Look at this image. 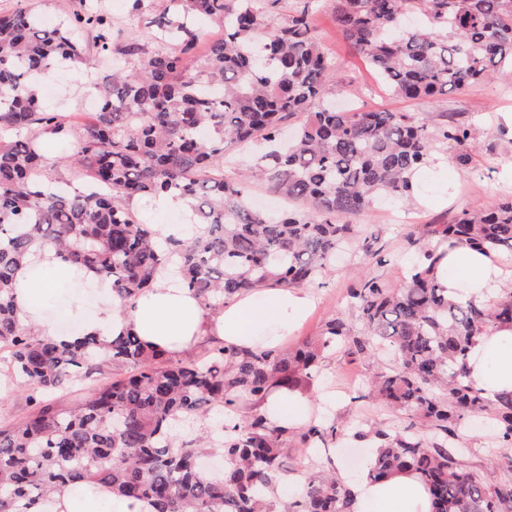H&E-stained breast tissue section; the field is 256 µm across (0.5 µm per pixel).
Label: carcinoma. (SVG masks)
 <instances>
[{"mask_svg":"<svg viewBox=\"0 0 512 512\" xmlns=\"http://www.w3.org/2000/svg\"><path fill=\"white\" fill-rule=\"evenodd\" d=\"M79 9L52 29L24 7L0 12V351L33 411L0 425V512H51V494L85 480L146 502L151 512H351V494L330 473L307 478L283 500L288 442L336 444V423L292 436L243 415L218 439H183L181 420L224 417V407L267 395L274 386L305 392L328 355L393 352L370 383L372 397L412 416L401 432L359 430L368 442L367 479L399 473L425 485L433 512H512V484L491 485L461 467L455 448L465 419L492 417L501 446L512 444V394L487 399L470 378L469 356L487 328L512 326V292L479 305L448 298L417 252L403 284L365 276L347 289L344 317L292 348L240 351L219 345L197 362L172 360L128 333L106 351L89 340L62 346L18 321L15 272L37 245L65 262L92 267L129 301L166 274L207 307L267 288H303L331 270L336 252L363 235L347 219L380 197L410 203L412 175L432 149L464 143L468 127L431 128L425 118L385 110L336 109L329 99L334 62L312 35L309 3L278 27L268 17L282 0H169L146 22L166 49L145 48L100 10ZM212 20L224 37L197 53L192 23ZM336 28L394 95L426 102L485 82L512 67V0H336ZM102 58L114 51L136 68L89 81L98 110L80 125L40 108L38 81L63 61L84 59L81 34ZM51 131L72 141L68 162L79 188L42 178L35 138ZM260 144L247 173L228 167L235 146ZM252 181L301 206L268 217L247 201ZM186 201L191 237L160 239L128 207L133 198ZM440 241L487 254L512 252V197L465 211L431 230ZM133 366L72 409L42 394L76 372ZM217 451L224 470L200 465Z\"/></svg>","mask_w":512,"mask_h":512,"instance_id":"carcinoma-1","label":"carcinoma"}]
</instances>
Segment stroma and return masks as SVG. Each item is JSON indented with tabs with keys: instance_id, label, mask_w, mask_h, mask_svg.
Here are the masks:
<instances>
[{
	"instance_id": "stroma-1",
	"label": "stroma",
	"mask_w": 512,
	"mask_h": 512,
	"mask_svg": "<svg viewBox=\"0 0 512 512\" xmlns=\"http://www.w3.org/2000/svg\"><path fill=\"white\" fill-rule=\"evenodd\" d=\"M97 3L111 17L113 25L138 30L145 47H152L151 30L146 22L165 7L166 0H143L136 17L131 15L127 0H97ZM312 3L317 9L313 17L314 31L336 62V82L330 92L337 106L425 116L436 125L449 115L466 125L471 136L466 144L451 141L438 147L433 162L421 171L416 202L406 205L387 201L355 216V223L379 232L382 252L372 258L354 249L337 256L331 274L312 285L316 303L288 336L291 344L316 334L332 318L349 316L347 289L354 272L399 286L413 259L407 234L433 243L434 225L449 223L462 211L481 207L494 198L512 195L511 68L499 70L491 82L469 85L435 103L404 102L377 84L366 72L361 58L337 32L332 22L336 0H312ZM95 58V51L90 50L84 62L61 64L58 72L63 79L56 86L54 98L44 101L46 111L67 116L82 111L85 102L82 87L93 73L91 64ZM464 153L470 156L465 166L458 161ZM381 365L376 357H347L340 353L330 356L311 390L320 401L321 420L336 421L341 427L355 420L364 428L387 431L405 427L409 422L407 415L379 406L367 389V381ZM492 437V424L476 430L470 423H463L459 432L463 445L460 461L466 470L478 474L487 483L511 482L512 471L492 463L497 453Z\"/></svg>"
}]
</instances>
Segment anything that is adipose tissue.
Returning a JSON list of instances; mask_svg holds the SVG:
<instances>
[{"label":"adipose tissue","instance_id":"ef3b65f1","mask_svg":"<svg viewBox=\"0 0 512 512\" xmlns=\"http://www.w3.org/2000/svg\"><path fill=\"white\" fill-rule=\"evenodd\" d=\"M433 273L454 300L481 302L486 295L512 281V276L489 257L466 245L440 243L433 256ZM98 287L96 270L73 269L53 247L31 252L15 274L14 297L22 325L40 337L62 340L59 322L72 320L76 337L95 336L107 345L125 331L146 345L180 355L203 338L242 350L271 347L302 322L315 304L304 288L270 287L240 296L223 308H205L188 289L159 279L153 288L127 303L103 296L93 310L80 298L64 306L56 300L72 277ZM471 378L488 398L512 393V327H495L477 337L472 349ZM312 401L296 391L273 390L256 408L272 424L294 431L309 422ZM353 512H431L428 494L413 475L399 474L381 483L361 480L352 488ZM55 512H148L145 502L94 490L85 482L70 484L54 497Z\"/></svg>","mask_w":512,"mask_h":512}]
</instances>
